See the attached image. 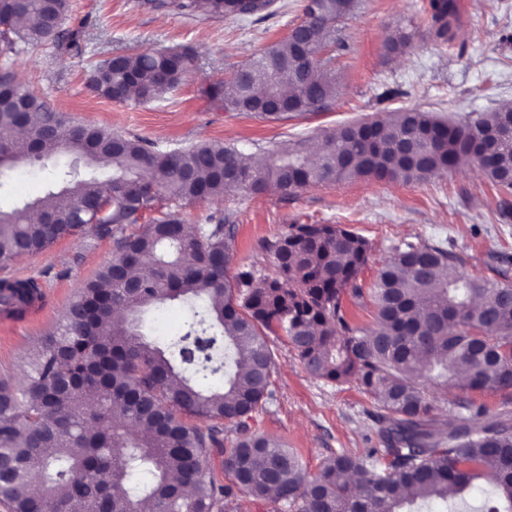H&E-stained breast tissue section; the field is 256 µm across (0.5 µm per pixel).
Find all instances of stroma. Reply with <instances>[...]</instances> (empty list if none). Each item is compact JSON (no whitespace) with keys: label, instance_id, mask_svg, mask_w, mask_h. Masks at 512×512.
<instances>
[{"label":"stroma","instance_id":"1","mask_svg":"<svg viewBox=\"0 0 512 512\" xmlns=\"http://www.w3.org/2000/svg\"><path fill=\"white\" fill-rule=\"evenodd\" d=\"M459 4L460 20L445 39L432 28L430 0H355L352 14L336 24L331 62L335 102L326 111L277 122L224 111L204 90L288 35L303 18L304 0H276L270 12L247 20L154 13L140 0H68L62 29L77 34L81 53L50 45L20 53L15 66L31 92L74 124L107 126L168 150L222 142L263 156L300 138L317 144L326 130L400 107H421L458 122L512 101V0ZM400 29L412 33V45L407 54L386 59L382 45ZM160 48L186 49L192 55L189 71L165 100L118 103L87 90L93 66L112 53ZM50 167L47 160L25 162L0 190V206H20L43 195ZM507 205L512 207V193L498 191L476 168L465 166L410 184L372 179L311 186L288 195L236 191L188 205L183 213L191 224L203 223L216 211L231 214L235 266L262 274L273 268L261 242L288 225H348L370 244L360 276L367 288L391 245L403 239L445 247L477 275L512 280V223L499 221ZM112 250L111 237L88 229L0 265V279L35 278L44 291L39 306L23 318L0 314V371L20 375ZM268 342L278 352L275 397L256 414V430L280 437L312 473L331 453L377 447L373 404L357 383L313 378L293 359L284 336L269 335ZM432 395L435 412L442 416L466 401L492 413L512 412V390L474 392L451 384L433 389Z\"/></svg>","mask_w":512,"mask_h":512}]
</instances>
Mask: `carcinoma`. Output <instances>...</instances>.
<instances>
[{
    "label": "carcinoma",
    "instance_id": "obj_1",
    "mask_svg": "<svg viewBox=\"0 0 512 512\" xmlns=\"http://www.w3.org/2000/svg\"><path fill=\"white\" fill-rule=\"evenodd\" d=\"M152 10L204 19L253 16L265 0H144ZM437 35L451 30L455 0H431ZM354 0H306L293 34L265 47L207 97L228 112L242 101L281 98L283 112H252L270 122L324 112L336 78L323 58L336 22ZM68 0H0V174L33 150L46 160L74 154L88 165L107 147L112 174L79 177L74 164L54 167L51 188L10 211L0 209V264L41 252L90 223L84 207L108 196L96 221L112 236V257L70 302L62 322L29 361L24 379L0 375V505L7 512H234L239 496L274 499L287 512H459L474 480L495 476L494 491L469 512H512V414L458 404L448 421L433 414L426 386L512 390V282L467 271L445 248L401 241L371 288L360 275L369 243L345 224H290L262 244L275 274L234 263L235 225L210 214L187 224L170 210L140 223L160 199L204 203L241 190L274 186L292 194L311 186L376 176L408 184L474 163L477 137L512 121L505 102L474 121L451 122L430 110L398 108L372 127L351 122L324 134L317 159L298 141L261 160L220 142L160 150L91 126L85 134L31 93L13 68L24 47L52 43L80 51L61 35ZM33 17L35 23L22 20ZM412 35L400 32L384 56L402 55ZM87 79L95 95L119 102L160 101L189 69L190 54L171 49L122 52ZM482 170L512 190V138L485 142ZM36 213L39 221L27 222ZM137 225L139 229L127 232ZM146 270L127 287L129 264ZM368 294L375 323L351 317L346 300ZM43 297L33 278L0 280V310L23 317ZM180 301L188 316L177 336L158 346L141 332L151 307ZM121 321H112L115 311ZM281 331L314 378L351 379L374 401L381 447L340 451L318 472L249 421L273 399L277 355L267 333ZM218 376L223 385L204 388ZM204 422L200 426L196 421ZM223 457L219 476L213 455ZM38 483L40 493L30 491ZM408 488L404 494L401 489Z\"/></svg>",
    "mask_w": 512,
    "mask_h": 512
}]
</instances>
